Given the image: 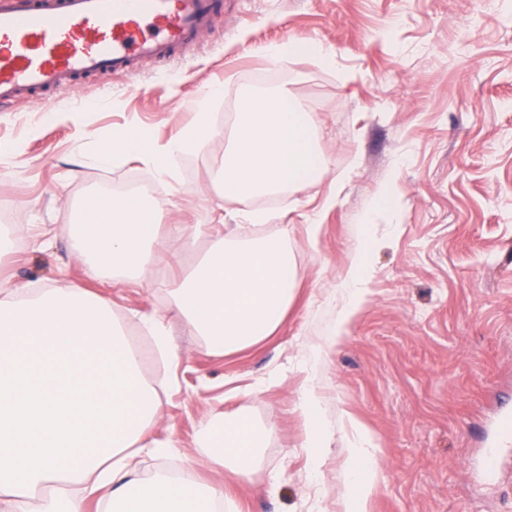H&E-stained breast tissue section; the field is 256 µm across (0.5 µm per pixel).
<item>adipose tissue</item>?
Instances as JSON below:
<instances>
[{
    "label": "adipose tissue",
    "mask_w": 512,
    "mask_h": 512,
    "mask_svg": "<svg viewBox=\"0 0 512 512\" xmlns=\"http://www.w3.org/2000/svg\"><path fill=\"white\" fill-rule=\"evenodd\" d=\"M308 113L278 93L242 98L224 152L225 195L247 200L296 187L315 163ZM214 127L206 101L163 143L144 132L113 136L98 159L133 157L163 179L180 156L200 152ZM159 205L126 197L86 209L72 228L93 274L143 281L149 243L159 241ZM237 233L210 239L175 289L176 314L212 353L229 355L273 336L293 298L295 262L280 238H255L248 225L271 213L244 209ZM162 401L140 374L139 355L125 341L107 299L80 289L0 287V512H213L218 490L157 470L137 477L133 459L175 453V441L147 438ZM269 429L237 413L205 421L197 439L209 461L247 476ZM367 441L346 463L343 512H363L375 472ZM57 492L44 496L48 483Z\"/></svg>",
    "instance_id": "ef3b65f1"
}]
</instances>
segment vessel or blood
Here are the masks:
<instances>
[{"label":"vessel or blood","mask_w":512,"mask_h":512,"mask_svg":"<svg viewBox=\"0 0 512 512\" xmlns=\"http://www.w3.org/2000/svg\"><path fill=\"white\" fill-rule=\"evenodd\" d=\"M223 9V0H0V105L170 58Z\"/></svg>","instance_id":"obj_1"}]
</instances>
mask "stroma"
I'll return each instance as SVG.
<instances>
[{
    "label": "stroma",
    "mask_w": 512,
    "mask_h": 512,
    "mask_svg": "<svg viewBox=\"0 0 512 512\" xmlns=\"http://www.w3.org/2000/svg\"><path fill=\"white\" fill-rule=\"evenodd\" d=\"M480 0H224L203 45L145 60L124 76L0 110V206L17 229L0 280L81 288L110 298L140 372L162 398L150 438L179 451L144 458L229 493L239 512H342L345 464L371 442L377 475L364 512H512V448L503 480L481 450L501 397L512 398V0L478 20ZM315 41L331 62L298 52L270 62L272 43ZM214 134L161 181L162 227L236 223L241 202L217 185L232 106L256 87L281 90L314 120L322 162L272 206L252 236L285 239L297 287L278 331L231 355L210 354L172 310L173 292L206 239L164 237L141 284L91 278L70 227L108 182L145 172L94 155L134 127L167 141L210 86ZM340 201L321 205L332 191ZM318 215L317 237L307 231ZM367 291L343 332L336 307L357 249ZM163 315L178 356L160 362L142 316ZM318 396L331 436L305 449L296 404ZM244 412L271 432L250 477L209 463L194 443L208 418Z\"/></svg>",
    "instance_id": "35a3bbf8"
}]
</instances>
